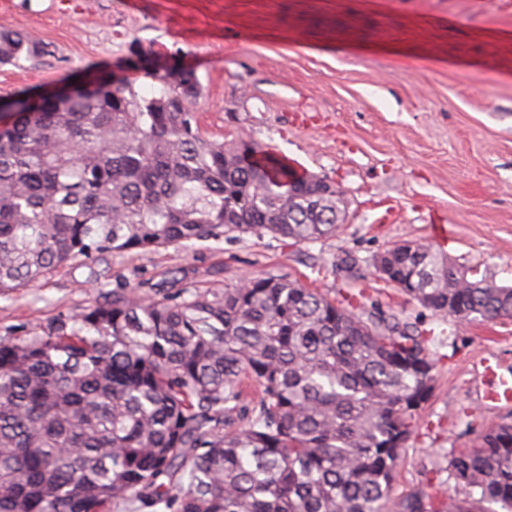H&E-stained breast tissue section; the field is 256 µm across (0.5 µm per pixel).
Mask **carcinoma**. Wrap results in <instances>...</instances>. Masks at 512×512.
Masks as SVG:
<instances>
[{"label": "carcinoma", "instance_id": "1", "mask_svg": "<svg viewBox=\"0 0 512 512\" xmlns=\"http://www.w3.org/2000/svg\"><path fill=\"white\" fill-rule=\"evenodd\" d=\"M50 54L0 30V65ZM149 97L109 74L3 102L0 294L72 262L271 234L307 246L345 223L336 186L253 141L204 137L197 72L171 54ZM435 314L512 317V286L432 246L374 258ZM159 298L116 288L47 331L0 341V512H388L433 388L434 329L367 314L283 275L218 291L173 277ZM261 396L241 406L243 379ZM462 494L396 512H512V424L452 456Z\"/></svg>", "mask_w": 512, "mask_h": 512}]
</instances>
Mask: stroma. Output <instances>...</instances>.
<instances>
[{
  "instance_id": "35a3bbf8",
  "label": "stroma",
  "mask_w": 512,
  "mask_h": 512,
  "mask_svg": "<svg viewBox=\"0 0 512 512\" xmlns=\"http://www.w3.org/2000/svg\"><path fill=\"white\" fill-rule=\"evenodd\" d=\"M0 29L51 56L0 66V100L49 93L98 72L158 87L126 67L128 45L179 54L212 140L258 142L341 190L343 230L298 246L248 233L112 257L107 284L177 276L212 288L260 273L329 295L364 289L369 311L434 329L436 381L390 487L398 502L454 491L453 454L512 423L483 405L476 366L494 355L512 381V318L438 316L379 278L372 260L417 241L512 284V0H0ZM78 261L0 295V340L46 330L100 290Z\"/></svg>"
}]
</instances>
